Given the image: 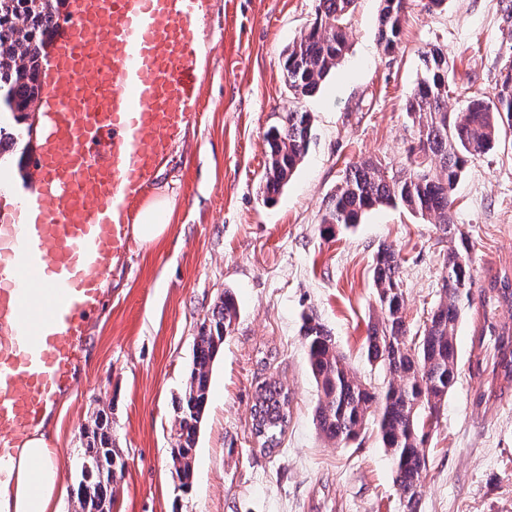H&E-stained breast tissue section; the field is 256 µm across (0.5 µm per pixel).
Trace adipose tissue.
<instances>
[{"instance_id": "1", "label": "adipose tissue", "mask_w": 512, "mask_h": 512, "mask_svg": "<svg viewBox=\"0 0 512 512\" xmlns=\"http://www.w3.org/2000/svg\"><path fill=\"white\" fill-rule=\"evenodd\" d=\"M176 193L165 188L139 212L133 233L144 244L161 240L175 209ZM43 432H34L19 448L0 493V512H57L56 504L68 494L59 469L52 461Z\"/></svg>"}]
</instances>
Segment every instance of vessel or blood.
Listing matches in <instances>:
<instances>
[{
    "instance_id": "obj_1",
    "label": "vessel or blood",
    "mask_w": 512,
    "mask_h": 512,
    "mask_svg": "<svg viewBox=\"0 0 512 512\" xmlns=\"http://www.w3.org/2000/svg\"><path fill=\"white\" fill-rule=\"evenodd\" d=\"M214 0H66L31 177L0 170V478L69 389L113 262L201 117Z\"/></svg>"
}]
</instances>
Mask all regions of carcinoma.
<instances>
[{
    "label": "carcinoma",
    "instance_id": "obj_1",
    "mask_svg": "<svg viewBox=\"0 0 512 512\" xmlns=\"http://www.w3.org/2000/svg\"><path fill=\"white\" fill-rule=\"evenodd\" d=\"M60 0H0V166L22 165L23 140L17 125L27 120L41 95L39 65L45 55V30L59 12ZM356 0H318L314 25L283 53L282 71L289 90L301 98L314 95L348 50L347 18ZM407 0H381L378 44L383 53L397 46ZM448 56L433 46L422 56L421 77L406 104L417 126L415 158L404 171L391 173L379 162L365 160L347 169L329 198L322 223L353 227L362 215L380 205H401L435 225L457 245L448 249L442 269L441 297L420 335L406 325L405 294L399 253L378 246L373 258V282L380 319L371 327L365 348L369 364L382 367L387 383L374 387L345 361L335 339L316 317L301 326L307 363L323 394L315 419L319 432L346 445L366 431L393 461V482L405 512H418L427 422L455 386L460 366L457 335L464 306L472 305L473 270L467 238L453 224L454 191L466 164L500 142L512 130V74L505 76L490 101L473 95L457 112L448 111L451 91ZM311 114L292 110L267 134L265 189L279 192L307 154L312 141ZM480 322L471 338V373L479 378L477 406L496 396L501 383H512V324L498 319L499 309L512 310V277L504 273L487 280L478 294ZM237 318L233 297L212 312L194 341L192 368L179 400V447L171 450L172 466L182 481L193 477L198 423L208 400L214 361ZM288 390L276 380L257 386L252 406L251 434L261 448L279 447L288 425ZM83 459L93 475L81 477L75 489V512H100L112 503L110 467L117 460L110 425L103 416L83 433Z\"/></svg>",
    "mask_w": 512,
    "mask_h": 512
}]
</instances>
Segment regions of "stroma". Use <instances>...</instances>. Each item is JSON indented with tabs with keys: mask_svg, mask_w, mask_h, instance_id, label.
Wrapping results in <instances>:
<instances>
[{
	"mask_svg": "<svg viewBox=\"0 0 512 512\" xmlns=\"http://www.w3.org/2000/svg\"><path fill=\"white\" fill-rule=\"evenodd\" d=\"M413 0L391 54L377 43L380 0H357L349 50L314 96L294 98L281 61L316 18L318 0H215L203 112L158 180L174 183L176 206L157 243H133L113 266L107 302L69 390L43 430L69 484L82 431L97 413L110 421L122 463L112 512H403L390 460L370 433L338 446L313 420L321 396L300 335L318 316L361 376L382 385L363 347L380 316L372 258L380 244L401 258L410 331L439 299L448 237L401 206L366 212L327 232L325 205L349 165L390 169L409 162L416 129L406 101L423 51L437 46L454 65L449 111L468 96L493 97L512 65V0ZM313 118L314 141L288 184L264 199L266 132L286 112ZM452 218L468 234L476 285L512 272V143L469 162ZM238 316L213 366L199 423L195 469L182 486L171 463L178 402L194 338L225 293ZM474 308L457 346L458 381L428 428L420 512H512V385L476 406L469 370ZM288 390L291 419L280 447L264 451L250 431L259 383Z\"/></svg>",
	"mask_w": 512,
	"mask_h": 512,
	"instance_id": "35a3bbf8",
	"label": "stroma"
}]
</instances>
